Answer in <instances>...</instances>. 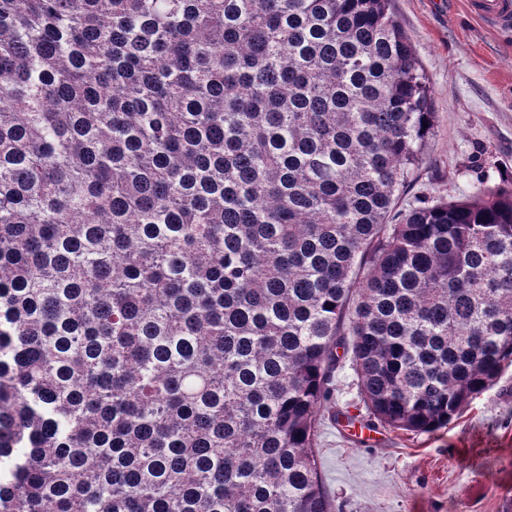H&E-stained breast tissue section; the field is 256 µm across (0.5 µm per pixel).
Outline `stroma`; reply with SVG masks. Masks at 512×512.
<instances>
[{"mask_svg": "<svg viewBox=\"0 0 512 512\" xmlns=\"http://www.w3.org/2000/svg\"><path fill=\"white\" fill-rule=\"evenodd\" d=\"M430 87L434 128L397 206L474 198L512 179V36L475 18L466 0H393ZM316 448L334 512H512V366L447 427L414 434L368 426L348 356Z\"/></svg>", "mask_w": 512, "mask_h": 512, "instance_id": "obj_1", "label": "stroma"}]
</instances>
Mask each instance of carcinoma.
<instances>
[{"label": "carcinoma", "instance_id": "1", "mask_svg": "<svg viewBox=\"0 0 512 512\" xmlns=\"http://www.w3.org/2000/svg\"><path fill=\"white\" fill-rule=\"evenodd\" d=\"M391 0H0V512H333L380 424L512 365V181L395 211L435 114Z\"/></svg>", "mask_w": 512, "mask_h": 512}]
</instances>
